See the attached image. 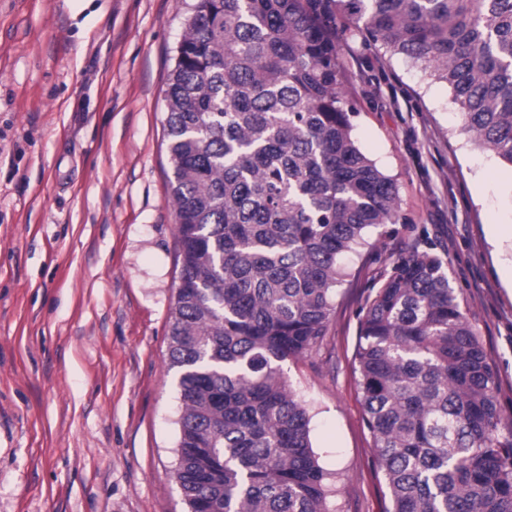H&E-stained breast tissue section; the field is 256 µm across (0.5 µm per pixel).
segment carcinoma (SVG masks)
<instances>
[{"instance_id": "obj_1", "label": "carcinoma", "mask_w": 512, "mask_h": 512, "mask_svg": "<svg viewBox=\"0 0 512 512\" xmlns=\"http://www.w3.org/2000/svg\"><path fill=\"white\" fill-rule=\"evenodd\" d=\"M338 18L446 83L464 130L512 165V0H195L165 90L187 512H333L282 363L325 336L342 257L401 219L353 135ZM356 361L391 512H512V416L431 249L391 261Z\"/></svg>"}]
</instances>
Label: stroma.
I'll list each match as a JSON object with an SVG mask.
<instances>
[{
  "instance_id": "obj_1",
  "label": "stroma",
  "mask_w": 512,
  "mask_h": 512,
  "mask_svg": "<svg viewBox=\"0 0 512 512\" xmlns=\"http://www.w3.org/2000/svg\"><path fill=\"white\" fill-rule=\"evenodd\" d=\"M192 0H0V512H185L168 369L179 283L164 90ZM353 135L401 221L345 259L323 341L283 372L311 407L334 512H389L355 352L391 257L426 231L512 415V166L445 83L351 24Z\"/></svg>"
}]
</instances>
